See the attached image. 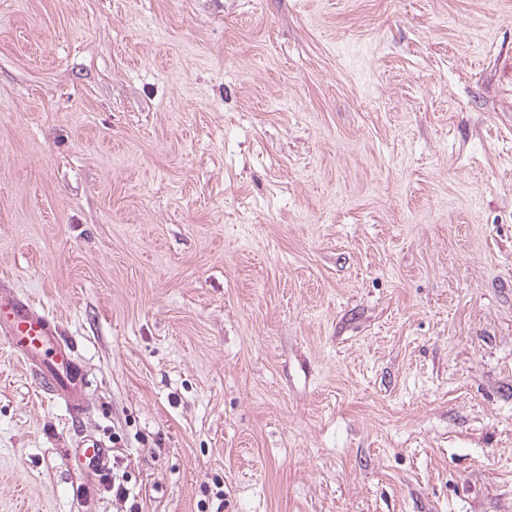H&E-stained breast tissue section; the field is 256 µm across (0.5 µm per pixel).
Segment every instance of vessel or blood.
I'll use <instances>...</instances> for the list:
<instances>
[{
  "label": "vessel or blood",
  "instance_id": "vessel-or-blood-1",
  "mask_svg": "<svg viewBox=\"0 0 512 512\" xmlns=\"http://www.w3.org/2000/svg\"><path fill=\"white\" fill-rule=\"evenodd\" d=\"M0 334L8 336L24 359L33 363L43 391L63 393L73 414L83 411L84 383L72 368L70 350L60 341L61 330L54 319L27 300L0 298Z\"/></svg>",
  "mask_w": 512,
  "mask_h": 512
}]
</instances>
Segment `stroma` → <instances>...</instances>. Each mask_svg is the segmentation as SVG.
<instances>
[{"instance_id": "obj_1", "label": "stroma", "mask_w": 512, "mask_h": 512, "mask_svg": "<svg viewBox=\"0 0 512 512\" xmlns=\"http://www.w3.org/2000/svg\"><path fill=\"white\" fill-rule=\"evenodd\" d=\"M9 295L0 512H512V0H0ZM0 309V333L10 338L24 359L36 364L32 370L41 389L53 394L62 392L72 413L78 416L84 409V383L81 375L72 370L70 349L59 339L58 323L23 298H0ZM50 343L54 348L48 347ZM49 350H54L52 362L58 364L55 357L60 358L63 371L49 365L46 358ZM38 364H46L47 371Z\"/></svg>"}]
</instances>
